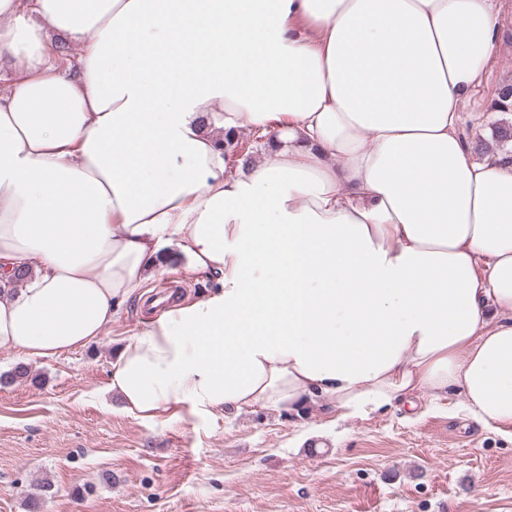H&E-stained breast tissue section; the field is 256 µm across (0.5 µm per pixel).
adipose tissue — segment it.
<instances>
[{
  "label": "adipose tissue",
  "mask_w": 512,
  "mask_h": 512,
  "mask_svg": "<svg viewBox=\"0 0 512 512\" xmlns=\"http://www.w3.org/2000/svg\"><path fill=\"white\" fill-rule=\"evenodd\" d=\"M498 37L493 0H0V348L88 347L175 262L215 288L124 339L135 417L512 429V148L464 132Z\"/></svg>",
  "instance_id": "ef3b65f1"
}]
</instances>
